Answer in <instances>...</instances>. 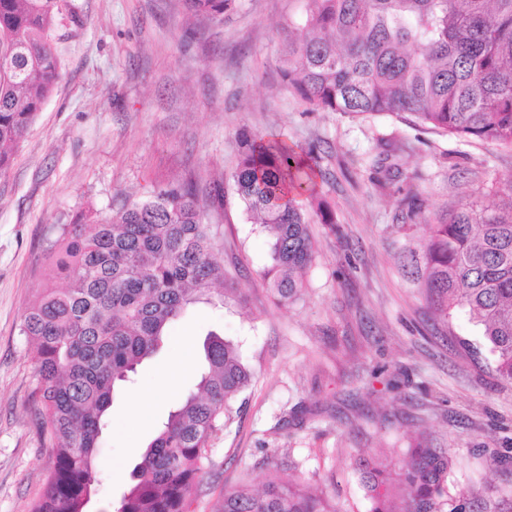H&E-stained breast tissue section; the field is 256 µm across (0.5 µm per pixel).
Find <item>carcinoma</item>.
<instances>
[{
	"instance_id": "cac0c4a2",
	"label": "carcinoma",
	"mask_w": 512,
	"mask_h": 512,
	"mask_svg": "<svg viewBox=\"0 0 512 512\" xmlns=\"http://www.w3.org/2000/svg\"><path fill=\"white\" fill-rule=\"evenodd\" d=\"M224 18L234 0H184ZM288 40L283 77L315 110L404 114L465 142L512 147V0H311ZM56 0H0V173L61 78L51 43ZM310 180L302 157L278 140L242 138L232 173L247 212L271 236L263 278L280 304L303 288L314 257L308 225L332 212L298 199ZM496 210L470 201L437 218L423 254L426 299L477 327L497 382L512 386V176ZM193 184L171 183L106 216L78 211L44 240L49 286L22 333L35 345L37 424L55 455L32 512H86L98 483L104 417L114 390L164 347L190 306L224 305L232 288L218 260V226L202 223ZM93 231L85 234V225ZM198 391L170 413L133 472L116 512H189V492L211 437L251 382L237 344L211 332ZM369 512H466L448 490V456L413 445L396 464L360 457ZM214 512H336L297 481L224 491Z\"/></svg>"
}]
</instances>
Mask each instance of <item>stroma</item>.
<instances>
[{
	"instance_id": "obj_1",
	"label": "stroma",
	"mask_w": 512,
	"mask_h": 512,
	"mask_svg": "<svg viewBox=\"0 0 512 512\" xmlns=\"http://www.w3.org/2000/svg\"><path fill=\"white\" fill-rule=\"evenodd\" d=\"M58 4L62 77L0 174V512H32L52 469L33 409L34 345L21 332L47 286L49 229L78 209L105 215L188 179L203 223L221 227L224 285L238 297L193 306L133 383L116 388L88 512H115L148 443L195 389L211 331L238 345L253 380L210 440L193 512L273 476L301 478L337 512H368L356 458L395 460L416 441L447 452L453 496L489 492L512 512V388L468 353L477 328L443 318L401 263L423 251L436 215L494 201L512 149L458 140L409 114L311 110L280 78L288 25L309 0H235L220 22L191 16L183 0ZM244 131L306 152L312 201L335 215L310 225L315 256L287 305L261 276L270 239L233 189ZM411 202L421 211L402 220ZM185 362L175 387L162 385ZM146 389L153 406L130 425L131 401Z\"/></svg>"
}]
</instances>
